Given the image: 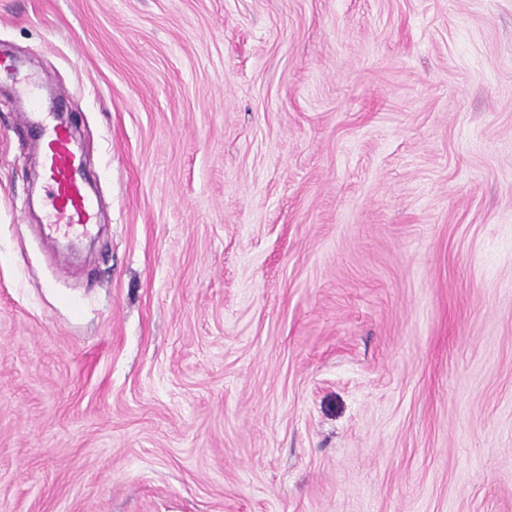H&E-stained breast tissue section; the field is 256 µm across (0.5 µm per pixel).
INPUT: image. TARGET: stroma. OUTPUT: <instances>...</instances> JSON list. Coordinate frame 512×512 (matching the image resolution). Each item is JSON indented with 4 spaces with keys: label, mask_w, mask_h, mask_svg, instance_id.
Wrapping results in <instances>:
<instances>
[{
    "label": "stroma",
    "mask_w": 512,
    "mask_h": 512,
    "mask_svg": "<svg viewBox=\"0 0 512 512\" xmlns=\"http://www.w3.org/2000/svg\"><path fill=\"white\" fill-rule=\"evenodd\" d=\"M100 203L43 244L0 76V512H512V0H0Z\"/></svg>",
    "instance_id": "stroma-1"
}]
</instances>
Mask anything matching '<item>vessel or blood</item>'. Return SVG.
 I'll use <instances>...</instances> for the list:
<instances>
[{"label":"vessel or blood","mask_w":512,"mask_h":512,"mask_svg":"<svg viewBox=\"0 0 512 512\" xmlns=\"http://www.w3.org/2000/svg\"><path fill=\"white\" fill-rule=\"evenodd\" d=\"M23 123L32 126L42 144L41 163L51 209L43 242L52 248L68 228L89 233L97 222V201L86 189L82 160L70 133L37 112L21 113Z\"/></svg>","instance_id":"b4317fda"}]
</instances>
